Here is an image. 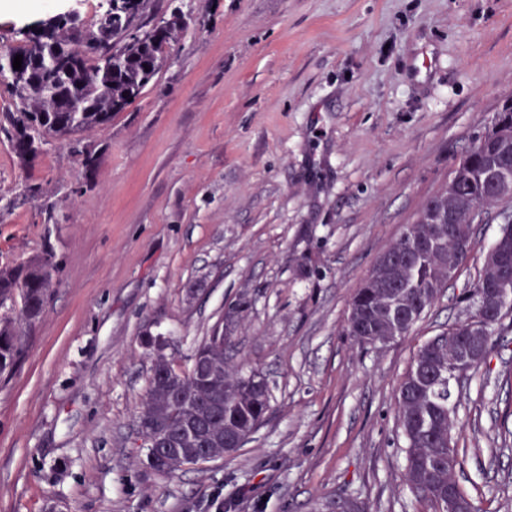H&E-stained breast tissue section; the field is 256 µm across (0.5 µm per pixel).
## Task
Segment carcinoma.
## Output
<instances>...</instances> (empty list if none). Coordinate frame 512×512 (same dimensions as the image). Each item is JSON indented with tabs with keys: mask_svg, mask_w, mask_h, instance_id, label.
<instances>
[{
	"mask_svg": "<svg viewBox=\"0 0 512 512\" xmlns=\"http://www.w3.org/2000/svg\"><path fill=\"white\" fill-rule=\"evenodd\" d=\"M153 0H112L100 18L89 25L46 19L35 22L39 34L25 32L23 43L0 54V78L7 81L15 111L9 113L14 130L10 142L20 162L34 161L49 142L66 143L71 152L87 156L77 134L103 126L112 115L131 105L166 66L171 46L189 22L178 8L169 13L151 10ZM107 45L111 61H102L99 49ZM22 56L20 70L13 69ZM512 184V97L494 113L488 129L463 152L445 188L422 207L396 242L375 261L354 290L345 332L359 344L381 337L410 335L452 281L470 252L459 248L457 235H448V221L437 223L434 210L451 214L460 235L471 247L472 213L509 214L500 223L492 245L507 258L494 267L483 265L466 289L472 311L448 331L423 343L403 377L396 397L398 426L405 444L403 483L431 512H448V490L478 512L456 479L462 461L453 442L454 406L450 384L458 350L473 341L512 330V297L496 320L484 318L481 299L485 288L512 290V194L501 195L494 183ZM57 279V267L48 256H33L20 264H0V374L10 372L23 353L27 327L41 319ZM160 336L147 332L141 346L153 355L155 373L138 411V422L160 429H178L187 406L222 396L211 420L224 434V447L203 454L191 446L156 449L152 467L175 473L208 459L230 456L244 447L265 420L271 392L252 384L260 372L243 371L236 362L235 344L217 325L196 349L191 365L182 367L160 352ZM209 361L221 375L208 379L196 364ZM180 386L186 400L170 392ZM322 512H368L360 500L334 498L321 504Z\"/></svg>",
	"mask_w": 512,
	"mask_h": 512,
	"instance_id": "carcinoma-1",
	"label": "carcinoma"
}]
</instances>
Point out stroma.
<instances>
[{"mask_svg": "<svg viewBox=\"0 0 512 512\" xmlns=\"http://www.w3.org/2000/svg\"><path fill=\"white\" fill-rule=\"evenodd\" d=\"M1 10L0 47L43 16ZM189 15L168 64L125 110L21 167L0 87V261L47 253L57 288L0 379V512H426L403 488L397 387L418 347L465 318L497 224L411 336L344 333L351 295L512 95V0H160ZM38 187L36 198L23 195ZM231 334L271 409L233 456L174 475L137 414L144 332L188 364ZM457 478L512 512V333L453 387Z\"/></svg>", "mask_w": 512, "mask_h": 512, "instance_id": "35a3bbf8", "label": "stroma"}]
</instances>
